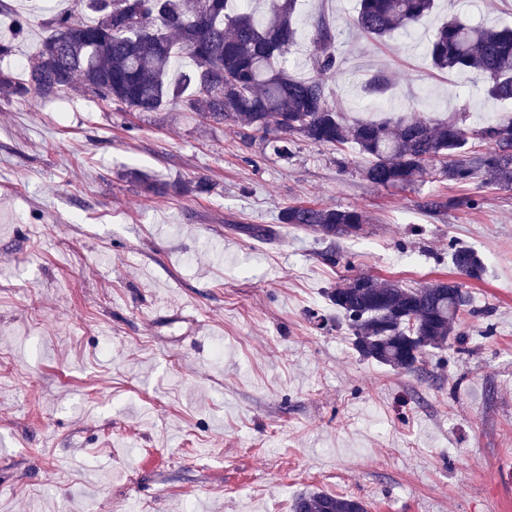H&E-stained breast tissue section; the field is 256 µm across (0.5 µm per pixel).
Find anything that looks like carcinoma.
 Here are the masks:
<instances>
[{
	"label": "carcinoma",
	"instance_id": "1",
	"mask_svg": "<svg viewBox=\"0 0 512 512\" xmlns=\"http://www.w3.org/2000/svg\"><path fill=\"white\" fill-rule=\"evenodd\" d=\"M95 20L59 14L47 22L49 33L27 62L25 79L0 68V92L48 99L73 88L108 104L137 112L168 106L203 113L215 120L241 121L265 135L279 133L277 154L290 152L292 138L342 147L351 144L368 158L363 178L398 187L427 174L429 165L448 182L465 186L478 174L512 186V117L468 132L459 120L434 122L407 113L395 119L347 123L330 100L324 75L335 70L337 34L326 20L317 23L309 57L312 74L298 76L279 64L299 44L294 25L303 0H269L258 17L236 0H80ZM436 0H358L356 26L383 38L403 32L431 14ZM207 55L224 77L201 74ZM433 68L470 72L483 78L485 94L512 100V28L487 27L452 16L434 31L428 45ZM488 144L470 147V136ZM282 224L348 236L366 216L357 209L290 207ZM455 271L477 279L484 264L472 249L448 241ZM328 300L348 323L360 357L394 370L412 371L427 351L466 352L457 332L471 313L464 283L449 279L420 287L367 276L343 280ZM292 512H368L359 498L308 492Z\"/></svg>",
	"mask_w": 512,
	"mask_h": 512
}]
</instances>
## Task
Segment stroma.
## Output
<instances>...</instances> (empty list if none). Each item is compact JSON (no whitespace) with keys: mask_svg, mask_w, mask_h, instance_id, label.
<instances>
[{"mask_svg":"<svg viewBox=\"0 0 512 512\" xmlns=\"http://www.w3.org/2000/svg\"><path fill=\"white\" fill-rule=\"evenodd\" d=\"M75 7L0 0L8 65ZM356 11L305 0L297 18L303 36L321 16L339 34L325 81L348 121L379 72L387 113L474 128L512 112L472 74L434 70L424 45L451 14L512 24V0H439L380 40ZM364 164L299 137L284 158L180 108L0 95V512H290L306 491L369 512H512V187L428 173L384 188ZM200 179L209 191L181 192ZM473 193L479 208L459 205ZM430 196L452 205L430 213ZM298 205L368 222L343 238L280 223ZM452 239L485 267L465 282L467 352L430 351L412 373L361 358L328 292L355 274L455 278Z\"/></svg>","mask_w":512,"mask_h":512,"instance_id":"obj_1","label":"stroma"}]
</instances>
